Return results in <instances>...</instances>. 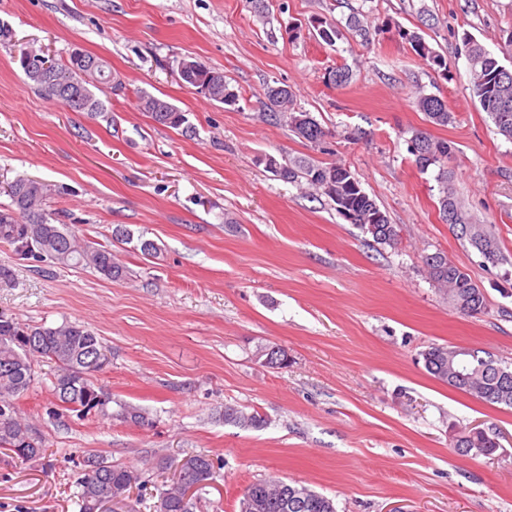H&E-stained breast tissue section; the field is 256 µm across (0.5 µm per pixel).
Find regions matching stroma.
<instances>
[{
	"label": "stroma",
	"mask_w": 512,
	"mask_h": 512,
	"mask_svg": "<svg viewBox=\"0 0 512 512\" xmlns=\"http://www.w3.org/2000/svg\"><path fill=\"white\" fill-rule=\"evenodd\" d=\"M0 0V206L17 177L56 184L55 223L112 250L131 275L18 259L0 239V311L49 326L89 327L112 352L97 384L142 407L147 425L60 410L54 368L38 363L19 406L45 439L46 458L0 454V512H78L81 460L158 474L193 454L221 465L193 512H239L244 489L277 475L333 499L336 512H512V407L449 387L424 367L435 344L512 364V142L470 90L463 39L512 67V0ZM345 30L335 45L317 22ZM418 33L448 61L432 68L407 39ZM54 60L80 48L108 62L116 88L104 113L73 112L34 89L15 59ZM187 55L219 69L238 94L224 105L182 83ZM348 68L343 86L329 79ZM287 85L325 129L299 137L263 119L268 84ZM443 98L451 123H430L416 91ZM185 113L191 132L154 123L137 92ZM452 141L448 162L464 210L487 225L503 259L486 262L439 212L434 171L408 151L414 131ZM279 163L343 164L395 224L373 243L324 195L276 177ZM153 241L157 254L141 253ZM441 252L484 290L486 310L456 311L427 278ZM288 365L266 364L270 348ZM258 412L260 428L224 421L225 405ZM481 430L490 456L451 443Z\"/></svg>",
	"instance_id": "obj_1"
}]
</instances>
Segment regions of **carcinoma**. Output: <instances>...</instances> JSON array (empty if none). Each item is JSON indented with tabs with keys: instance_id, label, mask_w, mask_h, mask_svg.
Segmentation results:
<instances>
[{
	"instance_id": "obj_1",
	"label": "carcinoma",
	"mask_w": 512,
	"mask_h": 512,
	"mask_svg": "<svg viewBox=\"0 0 512 512\" xmlns=\"http://www.w3.org/2000/svg\"><path fill=\"white\" fill-rule=\"evenodd\" d=\"M415 54L429 63L445 69L446 59L430 48L418 34L409 35ZM465 54L470 67L471 89L474 97L492 120L497 133L512 141V77L503 74L506 67L481 44L464 38ZM102 73L97 82H86L80 86L81 94L90 103L88 112L104 111L103 102L96 98L94 90L112 81L108 63L100 60ZM74 57L64 62L49 61L44 72H25L33 88L44 91L69 106L64 83L74 77ZM199 84H208L212 92L208 98H222V104L236 103L238 95L224 81V72L202 67L195 74ZM268 116L285 121L291 130L313 143L325 137L318 121L307 112L295 108L291 90L274 92V86L266 87L264 93ZM413 104L428 120L438 126L451 122V112L442 98L419 93ZM139 109L158 124L179 128L187 122L185 114L170 102L147 92H139ZM167 110L165 120H157L155 108ZM410 153L415 164L426 171L438 167L436 181L439 190L440 212L448 218V211L457 213L461 223L469 226V232L459 230L484 257L496 265L502 261L497 242L482 224H475L463 210L452 187L453 176L448 170V159L455 146L445 139H438L423 131H416L410 138ZM267 167L280 179L289 183L306 181L311 187L329 197L337 212L347 221L360 226L376 244H393L398 237L394 225L361 186L351 170L342 165L320 166L315 164H281L273 159ZM55 185L28 177H21L5 188L10 203L0 209V239L17 245L24 257L48 259L64 266H82L101 275L108 281L122 280L128 270L117 261L112 250L95 246L75 232L61 228L50 221L46 210L47 201L56 195ZM429 279L448 297L455 309L474 317L486 309V298L482 288L471 276L440 252L423 257ZM456 347L433 345L422 353L426 370L436 379L489 404L512 407V368L499 367V371L481 368L479 351L470 350V369L460 370L454 357ZM41 359L55 366L53 394L64 408L81 416L95 414L110 417L111 400L99 387L97 375L109 363V350L101 339L86 326L64 320L52 326H32L22 323L5 312H0V449L10 457L23 463L36 462L47 455L42 439L34 436L27 419L23 417L18 400L34 382L35 363ZM224 422L243 428H260L265 420L257 412L247 413L231 405L224 406ZM460 445L455 452L466 455L464 449L478 448L480 454L494 453L498 444L482 431L464 433L456 438ZM84 476L78 493L79 512H99L101 501L122 505L123 512H137L136 501L131 493L143 487L142 473L133 467L115 464L106 457L89 455L84 460ZM196 471L195 490L207 486L215 474L214 458L207 454L187 457L183 467ZM157 501L155 512H191V495L180 488L177 475L155 486ZM244 496L257 504L250 512H336L332 499L306 486L293 485L281 478L260 480L248 486Z\"/></svg>"
}]
</instances>
